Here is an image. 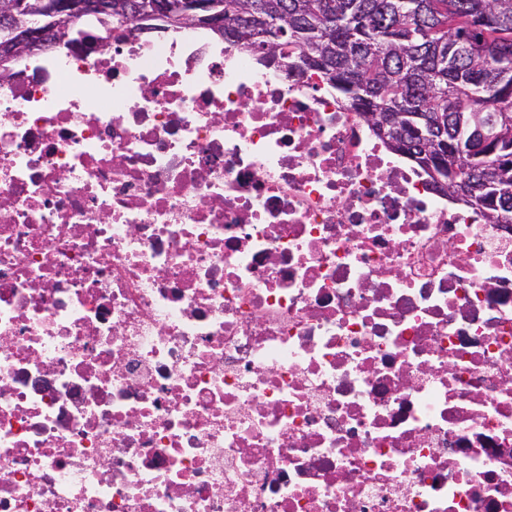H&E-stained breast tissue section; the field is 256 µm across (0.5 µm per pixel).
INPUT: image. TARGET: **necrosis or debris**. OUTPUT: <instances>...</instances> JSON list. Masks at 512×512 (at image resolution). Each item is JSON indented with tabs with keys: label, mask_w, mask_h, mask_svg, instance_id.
Here are the masks:
<instances>
[{
	"label": "necrosis or debris",
	"mask_w": 512,
	"mask_h": 512,
	"mask_svg": "<svg viewBox=\"0 0 512 512\" xmlns=\"http://www.w3.org/2000/svg\"><path fill=\"white\" fill-rule=\"evenodd\" d=\"M13 72L0 512H512V224L205 33Z\"/></svg>",
	"instance_id": "obj_1"
}]
</instances>
